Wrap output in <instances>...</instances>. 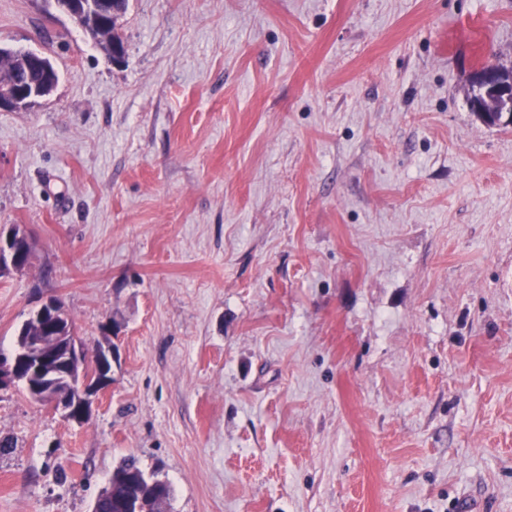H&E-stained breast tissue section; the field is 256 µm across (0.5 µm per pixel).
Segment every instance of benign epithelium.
<instances>
[{"label": "benign epithelium", "instance_id": "benign-epithelium-1", "mask_svg": "<svg viewBox=\"0 0 512 512\" xmlns=\"http://www.w3.org/2000/svg\"><path fill=\"white\" fill-rule=\"evenodd\" d=\"M84 8H72L70 0H54L58 11L79 26H84L86 15L92 11L106 14L113 22H120L121 13L110 8L109 0H82ZM477 85L493 89L512 104V81L506 80L491 67H484L474 74ZM52 89L32 83L23 90L10 84H0V111L25 109L48 96ZM34 258V244L28 233L14 224L0 225V274L7 276L29 269ZM37 376L50 385L32 400L66 420L72 419L70 403L81 405L78 422L90 418L92 405L100 392L112 386V378L98 382L86 375L84 348L69 336H27L19 330L11 352H0V390L19 383L29 384Z\"/></svg>", "mask_w": 512, "mask_h": 512}]
</instances>
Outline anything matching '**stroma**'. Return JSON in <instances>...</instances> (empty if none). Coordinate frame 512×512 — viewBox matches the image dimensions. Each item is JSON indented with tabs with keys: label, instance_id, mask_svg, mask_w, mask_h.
<instances>
[{
	"label": "stroma",
	"instance_id": "stroma-1",
	"mask_svg": "<svg viewBox=\"0 0 512 512\" xmlns=\"http://www.w3.org/2000/svg\"><path fill=\"white\" fill-rule=\"evenodd\" d=\"M116 64L53 0L0 47V349L49 298L116 350L89 422L0 391V512H92L124 457L167 512H512V0H129ZM118 323L108 331L109 323ZM28 72V56L25 52L0 49V83L25 81ZM477 85L486 89H493L504 98L511 106L512 104V81L505 80L499 72L491 66L480 68L474 74ZM52 91L53 89L39 83H31L23 90L14 89L11 84H0V111L25 109ZM16 225H0V274L4 276L26 271L34 258L30 235L21 228L17 229Z\"/></svg>",
	"mask_w": 512,
	"mask_h": 512
}]
</instances>
